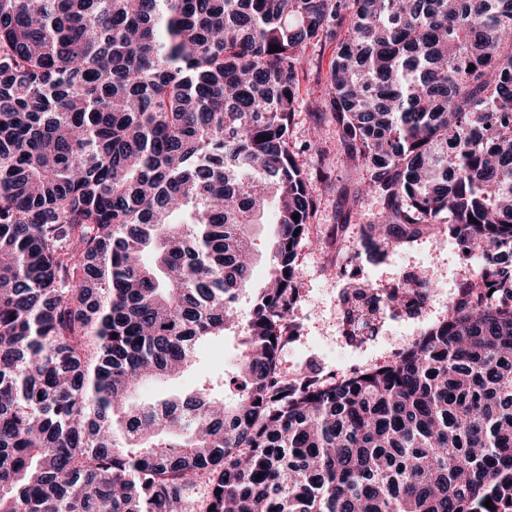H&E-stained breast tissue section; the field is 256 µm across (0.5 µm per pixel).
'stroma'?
<instances>
[{
    "mask_svg": "<svg viewBox=\"0 0 512 512\" xmlns=\"http://www.w3.org/2000/svg\"><path fill=\"white\" fill-rule=\"evenodd\" d=\"M335 42L309 45L298 71L299 107L289 128V144L303 175L314 187L315 209L307 223V233L297 248L295 278L299 298L292 319L297 338L281 354L279 370L291 380L302 374L332 375L337 378L395 361L423 332L446 318L448 305L458 296L461 282L473 276L476 260L464 256L449 238L437 229L417 242L391 249L387 259L372 262L361 250L364 215L376 212L374 199L351 202L344 196L353 189L355 177L336 148L334 129L328 113L314 103L330 89ZM320 128L321 138L311 141V128ZM276 227L258 224L253 228L257 244L254 279L237 302L239 322H246L260 288L266 282L269 245ZM429 272L437 284L427 305L414 316L382 317L376 333L362 343L347 336L339 296L346 280L352 279L386 293L405 275ZM245 349V338L236 327L223 336L198 344L194 365L180 376L143 386V396L163 390L178 392L193 388L202 376L232 375Z\"/></svg>",
    "mask_w": 512,
    "mask_h": 512,
    "instance_id": "stroma-1",
    "label": "stroma"
}]
</instances>
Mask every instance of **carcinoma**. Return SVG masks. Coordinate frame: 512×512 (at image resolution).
<instances>
[{
	"label": "carcinoma",
	"mask_w": 512,
	"mask_h": 512,
	"mask_svg": "<svg viewBox=\"0 0 512 512\" xmlns=\"http://www.w3.org/2000/svg\"><path fill=\"white\" fill-rule=\"evenodd\" d=\"M321 39L364 253L446 218L480 263L394 362L288 381ZM270 208L235 401L136 400L235 322ZM0 512H512V0H0Z\"/></svg>",
	"instance_id": "1"
}]
</instances>
